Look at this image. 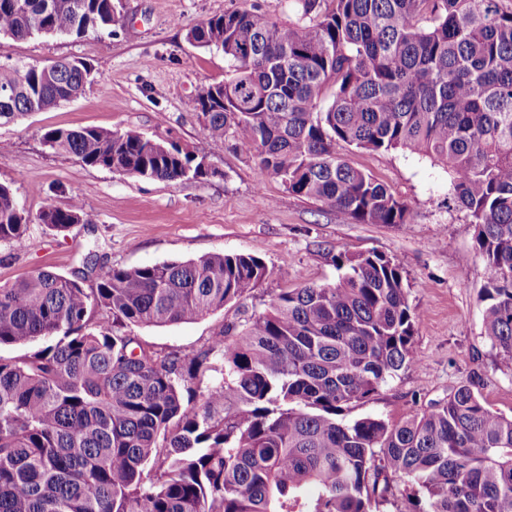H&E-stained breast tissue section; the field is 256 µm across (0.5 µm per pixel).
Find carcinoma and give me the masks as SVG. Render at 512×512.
Masks as SVG:
<instances>
[{
  "label": "carcinoma",
  "mask_w": 512,
  "mask_h": 512,
  "mask_svg": "<svg viewBox=\"0 0 512 512\" xmlns=\"http://www.w3.org/2000/svg\"><path fill=\"white\" fill-rule=\"evenodd\" d=\"M209 17L187 40L224 53L229 80L189 99L199 134L252 148L259 172L355 224H407L409 208L351 165L341 143L406 150L448 170L451 199L489 269L483 334L512 361V5L504 0H296ZM119 0H0V38L110 34ZM78 59L0 65V123L81 95ZM56 153L145 179L221 172L136 131L53 129ZM37 220L92 223L79 200ZM29 216L0 184V242ZM328 285L277 294L196 353L126 333L199 320L267 276L250 254L101 266L96 285L40 270L0 286V512H512V417L461 385L398 425L345 412L414 361L419 316L395 259L339 254ZM224 364L197 402L183 392ZM413 489L396 496L398 483Z\"/></svg>",
  "instance_id": "cac0c4a2"
}]
</instances>
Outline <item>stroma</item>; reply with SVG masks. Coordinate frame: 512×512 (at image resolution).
Segmentation results:
<instances>
[{"mask_svg":"<svg viewBox=\"0 0 512 512\" xmlns=\"http://www.w3.org/2000/svg\"><path fill=\"white\" fill-rule=\"evenodd\" d=\"M259 4L276 22L294 18L292 0H121L126 24L116 34L82 38L35 36L4 40L11 61L78 58L93 69L79 97L51 112L0 125V183L10 186L32 218L24 249L0 243V285L40 269L70 276L88 261L139 267L212 253L258 257L268 274L246 304L261 312L272 296L300 282H335V255L378 252L394 258L411 286L420 315L413 363L348 419L378 417L398 424L463 384L473 385L494 412L512 416V361L482 334L478 295L488 278L474 226L449 199L447 170L409 152L343 146L342 154L404 199L406 224H354L262 177L253 152L234 140L214 145L199 134L188 100L230 78L222 52L191 44L188 25ZM134 130L206 157L220 171L205 182H163L84 164L43 141L55 128ZM80 200L89 224L58 231L39 223L48 206ZM239 318L237 304L167 327H130L131 335L163 350L190 354L216 329Z\"/></svg>","mask_w":512,"mask_h":512,"instance_id":"stroma-1","label":"stroma"}]
</instances>
